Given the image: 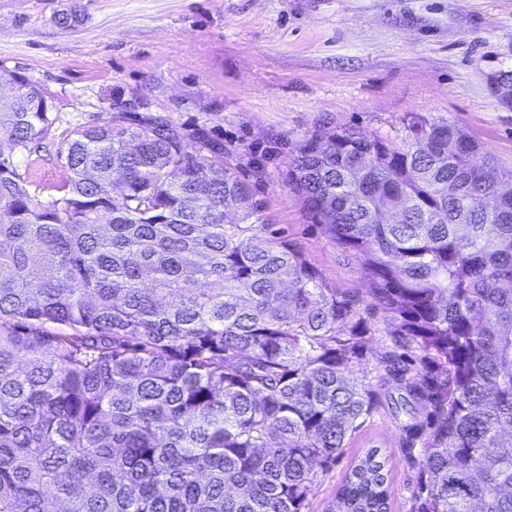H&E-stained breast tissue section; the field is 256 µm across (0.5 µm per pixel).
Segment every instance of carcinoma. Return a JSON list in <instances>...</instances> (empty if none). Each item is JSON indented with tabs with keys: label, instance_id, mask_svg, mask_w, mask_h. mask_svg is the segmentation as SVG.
I'll use <instances>...</instances> for the list:
<instances>
[{
	"label": "carcinoma",
	"instance_id": "carcinoma-1",
	"mask_svg": "<svg viewBox=\"0 0 512 512\" xmlns=\"http://www.w3.org/2000/svg\"><path fill=\"white\" fill-rule=\"evenodd\" d=\"M55 121L24 77L0 87V512H307L382 408L409 512H512L511 169L421 113L399 143H292L288 187L354 294L264 223L261 170L160 115L72 131L43 202L17 158ZM379 333L375 375L349 383ZM392 498L368 448L326 512Z\"/></svg>",
	"mask_w": 512,
	"mask_h": 512
}]
</instances>
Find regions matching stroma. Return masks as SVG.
<instances>
[{
  "label": "stroma",
  "mask_w": 512,
  "mask_h": 512,
  "mask_svg": "<svg viewBox=\"0 0 512 512\" xmlns=\"http://www.w3.org/2000/svg\"><path fill=\"white\" fill-rule=\"evenodd\" d=\"M73 12L69 26L59 14ZM0 71L40 87L56 122L20 172L52 201L73 129L122 104L206 128L234 163L260 167L268 223L287 228L323 275L363 290L356 265L307 221L287 185L289 143L351 126L398 139L411 112L448 119L512 169V0H0ZM384 414L320 474L309 512H325L351 460L381 449L392 512H408L413 472Z\"/></svg>",
  "instance_id": "obj_1"
}]
</instances>
